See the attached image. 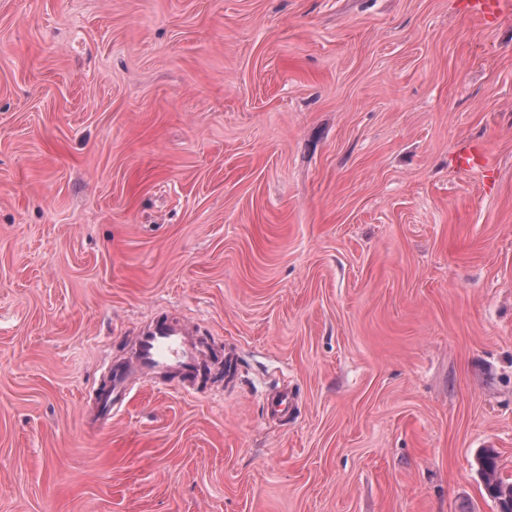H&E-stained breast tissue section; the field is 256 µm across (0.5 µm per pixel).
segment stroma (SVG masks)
I'll use <instances>...</instances> for the list:
<instances>
[{"label": "stroma", "mask_w": 512, "mask_h": 512, "mask_svg": "<svg viewBox=\"0 0 512 512\" xmlns=\"http://www.w3.org/2000/svg\"><path fill=\"white\" fill-rule=\"evenodd\" d=\"M160 316L210 377L88 423ZM482 448L512 482V0H0V512H498ZM501 0H468L467 13L473 14L485 22L493 20L501 15L502 12Z\"/></svg>", "instance_id": "35a3bbf8"}]
</instances>
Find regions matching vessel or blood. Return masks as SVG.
<instances>
[{"mask_svg": "<svg viewBox=\"0 0 512 512\" xmlns=\"http://www.w3.org/2000/svg\"><path fill=\"white\" fill-rule=\"evenodd\" d=\"M467 11L483 20L502 12V0H467ZM204 354L193 338L191 327L169 318L152 321L137 335L129 362L113 366L108 388L88 417L104 425L130 394L136 376L167 381L169 376H187L197 371Z\"/></svg>", "mask_w": 512, "mask_h": 512, "instance_id": "obj_1", "label": "vessel or blood"}]
</instances>
